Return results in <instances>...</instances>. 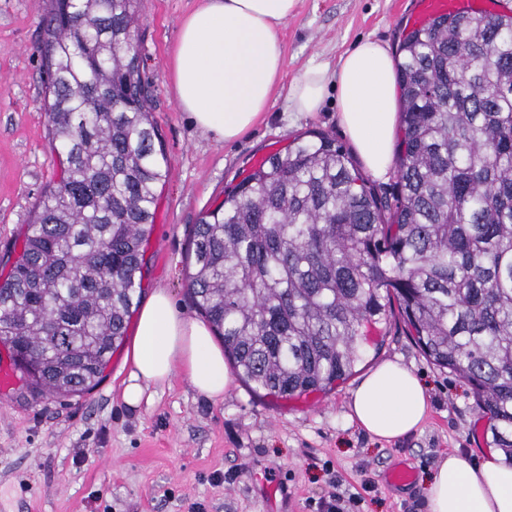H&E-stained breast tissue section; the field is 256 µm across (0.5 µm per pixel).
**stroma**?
Segmentation results:
<instances>
[{
  "label": "stroma",
  "instance_id": "35a3bbf8",
  "mask_svg": "<svg viewBox=\"0 0 512 512\" xmlns=\"http://www.w3.org/2000/svg\"><path fill=\"white\" fill-rule=\"evenodd\" d=\"M416 0H299L277 28L285 70L266 118L226 143L198 129L177 104L170 58L179 25L199 0H140L134 42L169 177L158 189L146 245L142 295L166 288L196 318L188 287L195 224L224 194L294 136L348 138L328 92L319 112L297 116L288 88L308 66H335L360 40L398 49L413 28ZM42 0H0V277L6 275L35 206L60 174L42 109L37 52ZM355 373L331 391L283 399L234 380L223 400L198 394L182 377L151 387L139 407L122 399L124 348L99 384L80 396H31L24 380L0 391V512H264L266 483L278 485L274 512H317L329 495L360 498L359 512H427L436 465L457 451L476 463L488 452L486 420L471 387L430 362L399 315ZM396 360L423 382L430 412L420 432L378 441L347 416L351 391L373 367ZM414 469L390 485L395 464Z\"/></svg>",
  "mask_w": 512,
  "mask_h": 512
}]
</instances>
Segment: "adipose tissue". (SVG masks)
<instances>
[{
    "instance_id": "adipose-tissue-1",
    "label": "adipose tissue",
    "mask_w": 512,
    "mask_h": 512,
    "mask_svg": "<svg viewBox=\"0 0 512 512\" xmlns=\"http://www.w3.org/2000/svg\"><path fill=\"white\" fill-rule=\"evenodd\" d=\"M297 0H202L180 25L172 53L178 105L200 129L231 143L266 113L285 69L277 27ZM338 96V119L365 170L385 177L393 164L399 117L397 82L388 46L365 39L341 59L336 71L312 66L288 91V107L317 112L328 88ZM124 363L122 398L141 403L150 387L184 375L201 395L223 400L232 385L223 349L205 321L188 317L166 289H154L138 312ZM348 419L373 438L391 441L419 430L430 409L418 376L386 360L352 390ZM427 512H512V469L496 453L471 463L451 452L426 486Z\"/></svg>"
}]
</instances>
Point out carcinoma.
I'll list each match as a JSON object with an SVG mask.
<instances>
[{
    "instance_id": "1",
    "label": "carcinoma",
    "mask_w": 512,
    "mask_h": 512,
    "mask_svg": "<svg viewBox=\"0 0 512 512\" xmlns=\"http://www.w3.org/2000/svg\"><path fill=\"white\" fill-rule=\"evenodd\" d=\"M137 0H49L45 193L0 281V343L38 392L101 378L139 303L169 168L136 52ZM395 203L335 138L294 137L196 225L189 286L234 372L280 397L350 376L393 311L472 388L512 467V13L404 39Z\"/></svg>"
}]
</instances>
